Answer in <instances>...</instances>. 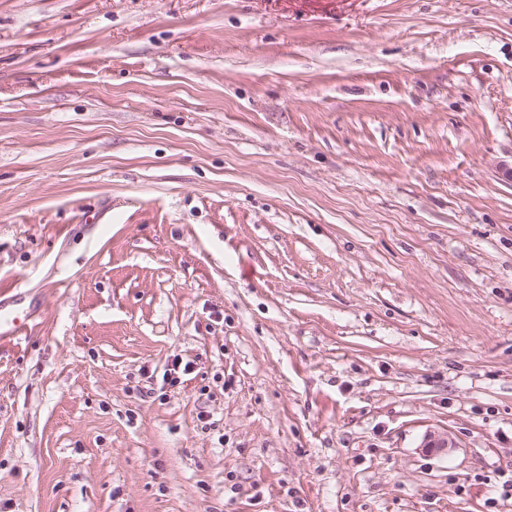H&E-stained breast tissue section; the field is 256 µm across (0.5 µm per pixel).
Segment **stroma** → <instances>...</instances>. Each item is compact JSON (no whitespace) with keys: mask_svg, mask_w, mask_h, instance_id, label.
<instances>
[{"mask_svg":"<svg viewBox=\"0 0 512 512\" xmlns=\"http://www.w3.org/2000/svg\"><path fill=\"white\" fill-rule=\"evenodd\" d=\"M511 167L512 0H0V512H512ZM26 314L20 312L4 311L0 307V339L5 336L16 338L25 330Z\"/></svg>","mask_w":512,"mask_h":512,"instance_id":"stroma-1","label":"stroma"}]
</instances>
